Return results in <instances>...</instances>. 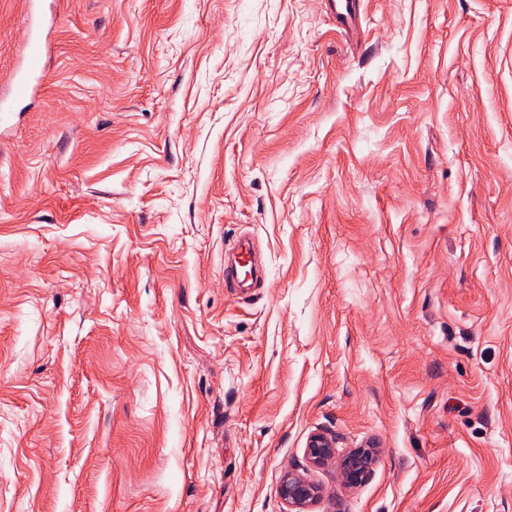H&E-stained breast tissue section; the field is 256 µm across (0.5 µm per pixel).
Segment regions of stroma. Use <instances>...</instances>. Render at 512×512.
<instances>
[{
    "label": "stroma",
    "instance_id": "35a3bbf8",
    "mask_svg": "<svg viewBox=\"0 0 512 512\" xmlns=\"http://www.w3.org/2000/svg\"><path fill=\"white\" fill-rule=\"evenodd\" d=\"M359 23L59 0L0 112V512H283L289 469L313 512H512V0ZM32 34L0 0V92ZM305 455L312 468H322L336 462V448L330 439L321 434L310 438ZM375 448H354L338 461L343 485L355 489L370 480L376 465ZM280 498L285 505L283 512H309L322 496V488L308 474L289 470L282 476Z\"/></svg>",
    "mask_w": 512,
    "mask_h": 512
}]
</instances>
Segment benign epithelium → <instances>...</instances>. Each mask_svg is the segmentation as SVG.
Here are the masks:
<instances>
[{
	"label": "benign epithelium",
	"instance_id": "benign-epithelium-1",
	"mask_svg": "<svg viewBox=\"0 0 512 512\" xmlns=\"http://www.w3.org/2000/svg\"><path fill=\"white\" fill-rule=\"evenodd\" d=\"M308 463L313 468H322L338 463L343 485L355 489L370 480L376 465V449L354 448L341 459H336V448L326 436H312L305 448ZM285 505L283 512H310L322 496V488L306 473L288 471L284 473L279 489Z\"/></svg>",
	"mask_w": 512,
	"mask_h": 512
}]
</instances>
